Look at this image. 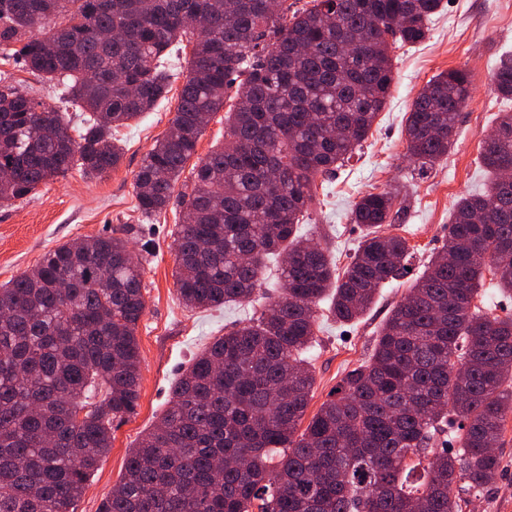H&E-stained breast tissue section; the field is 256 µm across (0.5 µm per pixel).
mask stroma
I'll use <instances>...</instances> for the list:
<instances>
[{"label":"stroma","instance_id":"35a3bbf8","mask_svg":"<svg viewBox=\"0 0 512 512\" xmlns=\"http://www.w3.org/2000/svg\"><path fill=\"white\" fill-rule=\"evenodd\" d=\"M510 51L512 0H444L422 44L392 49L393 81L387 105L360 156L317 179L300 232L326 237L338 269L349 264L363 234L352 222V209L366 191L396 190L395 206L401 218L388 231L406 239L412 257L409 275L380 288L374 304L359 320L343 324L319 311L316 342L307 353L315 377L308 414L319 410L348 371L369 359L390 310L442 247L456 201L488 185L490 176L479 166L478 156L499 114L512 112V101L501 99L493 83L497 61ZM457 68L469 72L472 97L460 114L455 143L447 158L427 174H415L406 156L407 112L433 76ZM3 86L23 89L56 108L62 105V86L28 71L11 51L0 52ZM181 86V81H173L166 99L154 110L120 128L118 137L125 152L117 169L94 178L75 169L25 198L0 206V284L31 269L62 243L104 234L126 237L134 257L144 266L147 309L137 330L139 406L113 428L112 447L87 482L75 512H98L123 477L129 451L167 408L172 387L191 356L263 308L259 302L211 309L182 305L174 279L179 209L172 205L148 217L137 208L134 174L155 140L169 131ZM497 452L501 465L495 485L471 496L465 512H512V417L506 421Z\"/></svg>","mask_w":512,"mask_h":512}]
</instances>
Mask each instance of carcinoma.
Wrapping results in <instances>:
<instances>
[{"label":"carcinoma","instance_id":"1","mask_svg":"<svg viewBox=\"0 0 512 512\" xmlns=\"http://www.w3.org/2000/svg\"><path fill=\"white\" fill-rule=\"evenodd\" d=\"M267 2L0 0V47L20 45L25 66L63 83L86 113L72 128L19 88L0 90V205L75 167L96 177L118 168L112 133L166 97L187 37L171 128L134 175L137 208L169 206L223 110V146L178 194V297L192 309L249 302L266 258L280 262L277 297L192 356L99 512H462L465 495L495 484L512 414V318L476 304L486 285L512 294V183L501 181L512 113L482 142L489 186L456 202L448 239L390 311L369 362L303 428L314 374L302 354L320 301L331 298L337 321L358 320L408 273L410 251L384 233L399 217L391 190L355 202L364 233L341 275L327 243L299 224L316 178L352 158L384 108L390 44L424 41L443 0ZM494 85L512 99V54ZM469 97L464 69L417 95L405 136L419 171L448 156ZM142 276L113 234L59 245L0 285V512H74L114 423L135 413ZM450 415L460 448L439 451ZM224 113L225 111H220L214 114L205 131L203 132L197 146V155L194 156L191 160H189L184 168L183 173L180 176V179L175 187L176 195L181 190V185L188 181L194 168L195 162H197L198 157H205L212 150L216 149L220 143L224 141Z\"/></svg>","mask_w":512,"mask_h":512}]
</instances>
